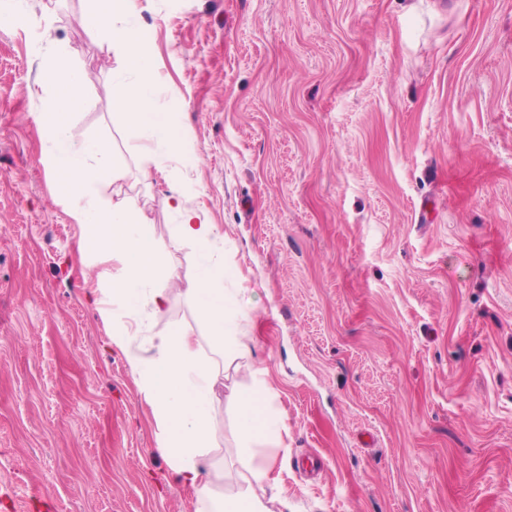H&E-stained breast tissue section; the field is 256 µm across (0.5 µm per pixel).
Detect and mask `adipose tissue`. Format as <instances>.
<instances>
[{
  "mask_svg": "<svg viewBox=\"0 0 512 512\" xmlns=\"http://www.w3.org/2000/svg\"><path fill=\"white\" fill-rule=\"evenodd\" d=\"M86 24L106 34L118 47L122 64L113 71L116 92L112 108L120 115L127 147L143 173L162 171L165 160L179 152L181 138L171 113L154 102L156 75L152 45L134 24L139 0H87ZM41 81L50 91L46 106L34 118L47 144L39 159L84 235L81 243L87 267L110 255L119 274L99 273L93 303L110 330V343L124 357L137 388L150 406L158 448L177 482L194 491L197 512H273L287 506L275 477V448L282 445L285 426L274 413V394L259 372L249 383L233 380L238 361L254 357L247 313L231 314L224 290V263L213 259L219 240L210 224L181 186H172L169 208L178 222L170 243L150 231L145 205L135 196L113 201L103 185L120 179L123 170L112 159L105 139L75 141L71 118L83 102L85 75L65 54L46 64ZM193 245L203 262L187 294L208 329L206 339L190 328L173 325L155 335L141 329L143 313L163 315L170 301L167 281L177 279L163 262L168 246ZM228 379L229 401L235 414L239 466L234 481L222 486L223 465L209 455L215 387Z\"/></svg>",
  "mask_w": 512,
  "mask_h": 512,
  "instance_id": "adipose-tissue-1",
  "label": "adipose tissue"
}]
</instances>
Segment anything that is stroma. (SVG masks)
Returning <instances> with one entry per match:
<instances>
[{
  "label": "stroma",
  "instance_id": "1",
  "mask_svg": "<svg viewBox=\"0 0 512 512\" xmlns=\"http://www.w3.org/2000/svg\"><path fill=\"white\" fill-rule=\"evenodd\" d=\"M85 8L0 0V512H196L39 162L61 50L86 76L73 138L125 168L109 193L145 199L169 243L190 174L224 238L288 429V512H512V0H140L183 141L147 177ZM200 262L170 246L152 333L206 335L185 293ZM212 431L235 470L225 400Z\"/></svg>",
  "mask_w": 512,
  "mask_h": 512
}]
</instances>
